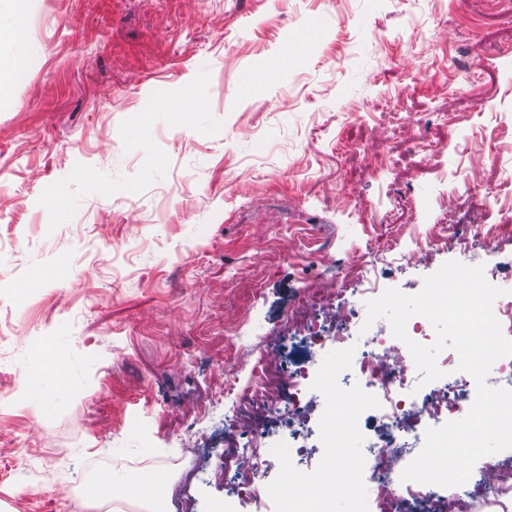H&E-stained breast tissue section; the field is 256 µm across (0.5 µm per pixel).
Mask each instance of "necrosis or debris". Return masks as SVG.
<instances>
[{
    "label": "necrosis or debris",
    "mask_w": 512,
    "mask_h": 512,
    "mask_svg": "<svg viewBox=\"0 0 512 512\" xmlns=\"http://www.w3.org/2000/svg\"><path fill=\"white\" fill-rule=\"evenodd\" d=\"M380 293L376 284L362 278L341 279L336 290L304 289L300 304L308 311L306 321L285 336L289 342L341 348L348 341L344 329L352 325L362 330L366 345L361 355L337 363L340 383L336 394L347 403L348 411L340 428L326 427L319 439L339 452L357 446L367 449L375 500L367 502L362 490L346 479L304 474L299 478L300 490L310 500L311 512H325L334 499L346 502L349 512H368L372 506L377 512H407L411 504L424 506L425 512H469L475 495L493 500L511 491L512 467L498 459L485 461L465 484L456 487L402 481L403 469L424 445L426 429L464 418L474 401L476 383L469 373L459 370L458 354L446 350L437 364L449 378L447 386L418 395L414 386L420 374L405 342L364 326L366 303ZM330 305L336 308L337 327L326 334L315 313ZM323 381L319 368L303 365L291 370L277 355L267 354L260 356L252 381L238 397L268 413L287 410L290 425L296 427L303 425L307 399ZM226 425L224 471L233 474L237 495L258 496L265 438L257 433L243 443L239 440L241 424L230 419Z\"/></svg>",
    "instance_id": "1"
}]
</instances>
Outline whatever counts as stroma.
I'll return each instance as SVG.
<instances>
[{
	"mask_svg": "<svg viewBox=\"0 0 512 512\" xmlns=\"http://www.w3.org/2000/svg\"><path fill=\"white\" fill-rule=\"evenodd\" d=\"M0 109V334L67 337L76 396L39 405L0 356V512H69L20 464L79 481L99 457L224 512L225 415L302 289L365 270L413 295L512 225V0H15ZM424 244L418 265L397 261ZM468 262L512 279V233ZM273 437L259 502L295 470L359 484L363 453ZM202 446L181 460L179 442ZM28 485V484H27Z\"/></svg>",
	"mask_w": 512,
	"mask_h": 512,
	"instance_id": "stroma-1",
	"label": "stroma"
}]
</instances>
